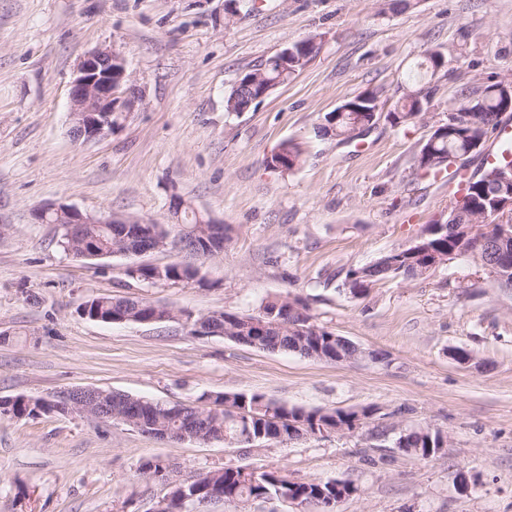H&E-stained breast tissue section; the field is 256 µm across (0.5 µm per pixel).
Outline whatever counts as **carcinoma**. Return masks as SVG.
<instances>
[{"label":"carcinoma","instance_id":"cac0c4a2","mask_svg":"<svg viewBox=\"0 0 512 512\" xmlns=\"http://www.w3.org/2000/svg\"><path fill=\"white\" fill-rule=\"evenodd\" d=\"M309 39H303L290 46L292 54L287 64L280 63V57L273 55L262 61L250 72L244 74L224 98L227 112H247L260 102L259 96L266 89H273L285 83L309 61ZM499 82L489 81L474 87L462 89L457 96L458 105L448 113V136L441 137L433 132L421 146L419 153L430 159V163L421 166L427 176H438L449 168V158L461 155H476L481 151L489 133L494 132L502 123V93L497 91ZM434 89L428 84H420L407 89L392 112L393 123L406 126L425 116ZM360 103L343 112H332L328 120L335 135L350 140L356 131H365L373 125L372 113L378 107L377 93L367 91L358 96ZM304 149L292 140L278 146V153L272 160L282 163L281 167L266 163L272 171L291 170L302 161ZM512 163V152L505 150L500 159L486 164L472 175L464 178L465 184H482L490 191L496 189L497 170ZM443 221L450 224H479L485 229L495 228L497 216L489 210L483 214L468 205V198L460 200L451 197L448 213ZM169 236L161 224H82L74 237L63 234L57 245L64 252L77 258L83 254L97 255L103 258L116 253L136 254L147 245V240H156ZM445 265L433 255L422 258L413 256L406 250H392L380 255L376 263L347 273L344 286L357 297L365 296L370 289L386 281L402 278L421 279L427 271H433ZM127 274L139 281L151 284H176L189 282L197 278L198 270L180 264H170L162 268L143 265L128 269ZM149 302L126 297L100 296L85 302L81 315L89 320L110 323L122 315L133 322L146 314ZM255 321L267 325L265 335L253 338L252 331L246 327ZM303 321L307 327L317 330V334L302 333L293 326ZM224 335L239 344L248 345L263 351L294 352L310 358L317 350L342 354L347 358L354 350L340 344L338 335L324 326L311 322L307 306L299 297L289 294H276L269 297L256 315H235V322L224 326ZM209 406L185 404V415L179 417L171 413L173 406L155 403L124 393H112V411L116 414L139 415L143 417L140 431L150 436L171 434L186 428V419H193L196 432L201 438L222 441L227 445H246L293 440L304 434L332 433L336 430L351 431L355 420L367 419L371 411L363 409H319L306 410L302 407H289L266 397L263 394H245L224 392L205 396ZM21 418L35 417L50 412L40 399H34L32 405L19 400L0 411ZM420 429H405L396 440V447L403 452L419 456V450L429 446L437 447L436 436L420 438ZM219 488L224 498L243 505L270 498L285 500L288 493L297 488L306 487V482L293 479L284 470H246L240 467L224 466L205 472V478L199 490Z\"/></svg>","mask_w":512,"mask_h":512}]
</instances>
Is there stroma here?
I'll use <instances>...</instances> for the list:
<instances>
[{
  "instance_id": "1",
  "label": "stroma",
  "mask_w": 512,
  "mask_h": 512,
  "mask_svg": "<svg viewBox=\"0 0 512 512\" xmlns=\"http://www.w3.org/2000/svg\"><path fill=\"white\" fill-rule=\"evenodd\" d=\"M0 0V399L93 387L167 404L260 393L290 406L372 409L350 433L249 449L161 442L121 422L77 415L0 417V512H153L159 482L140 464L169 460L187 479L222 466L283 469L357 491L336 512H512V292L473 259L356 297L349 270L408 247L448 210L447 179L415 157L464 85L512 79V0ZM316 51L249 111L224 109L241 75L307 37ZM444 65L424 120L392 111L427 53ZM121 55L142 93L120 128L73 139L70 84L89 51ZM378 91L380 118L351 140L326 130L343 101ZM302 143L289 171L266 160ZM229 229L189 284L150 285L127 267L185 261L175 245L88 261L36 223L54 204L175 224L173 197ZM301 297L313 323L383 362L326 363L195 336L185 315L258 313ZM180 310L157 323L81 316L95 296ZM455 349L470 352L461 364ZM448 437L437 457L400 451L402 430Z\"/></svg>"
}]
</instances>
